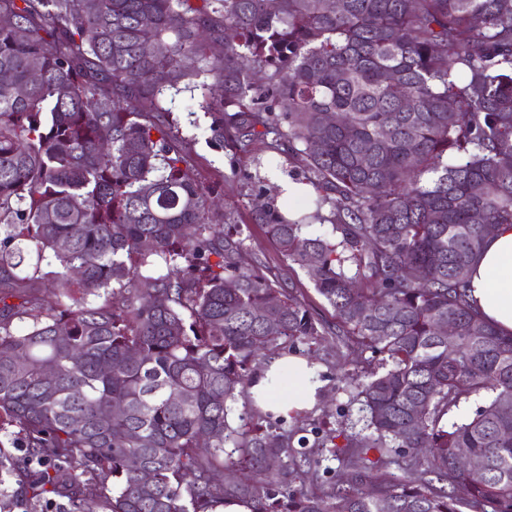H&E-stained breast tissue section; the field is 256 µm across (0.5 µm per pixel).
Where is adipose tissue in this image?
<instances>
[{
  "label": "adipose tissue",
  "mask_w": 512,
  "mask_h": 512,
  "mask_svg": "<svg viewBox=\"0 0 512 512\" xmlns=\"http://www.w3.org/2000/svg\"><path fill=\"white\" fill-rule=\"evenodd\" d=\"M471 294L482 318L502 334H512V225H500L487 237L471 271ZM322 383L306 358L275 356L253 377L250 394L269 412L292 417L317 400Z\"/></svg>",
  "instance_id": "1"
}]
</instances>
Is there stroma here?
<instances>
[{
	"label": "stroma",
	"instance_id": "35a3bbf8",
	"mask_svg": "<svg viewBox=\"0 0 512 512\" xmlns=\"http://www.w3.org/2000/svg\"><path fill=\"white\" fill-rule=\"evenodd\" d=\"M201 102V93L196 89L165 95V106L178 123L182 136L189 140L203 182L222 199L227 222L240 225L243 230V264L260 267L277 285L296 292L324 326L335 325L333 309L315 291L307 273L272 246L252 219L258 207L282 205L280 190L267 178V170L278 169L284 175L305 179L301 158L268 137L254 141L245 153L231 142L215 140L211 131L213 118L204 114ZM345 360V351L337 350L332 342L322 343L315 363L317 373L322 376L316 403L290 419L269 417V425L293 431L310 443L330 431L364 432L362 412L336 381V366Z\"/></svg>",
	"mask_w": 512,
	"mask_h": 512
}]
</instances>
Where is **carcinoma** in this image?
I'll return each mask as SVG.
<instances>
[{
  "label": "carcinoma",
  "instance_id": "obj_1",
  "mask_svg": "<svg viewBox=\"0 0 512 512\" xmlns=\"http://www.w3.org/2000/svg\"><path fill=\"white\" fill-rule=\"evenodd\" d=\"M325 2L0 0V434L28 449L0 450V483L28 468L18 494L67 512H512V335L469 294L490 230L512 224V0ZM211 43L215 137L246 152L274 135L318 192L295 220L253 219L314 272L368 435L299 452L230 422L261 353L326 330L242 265L174 143L163 97ZM462 448L481 470L457 466Z\"/></svg>",
  "mask_w": 512,
  "mask_h": 512
}]
</instances>
